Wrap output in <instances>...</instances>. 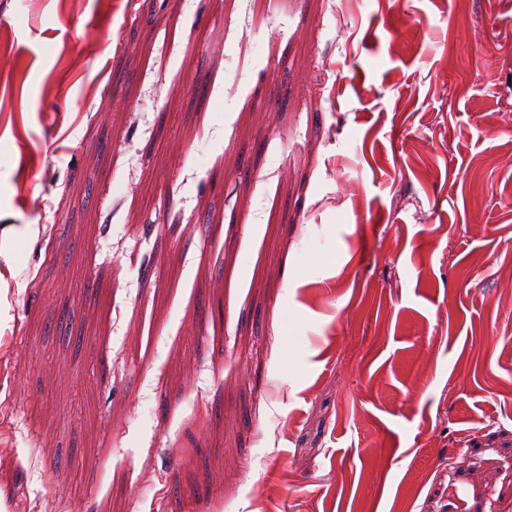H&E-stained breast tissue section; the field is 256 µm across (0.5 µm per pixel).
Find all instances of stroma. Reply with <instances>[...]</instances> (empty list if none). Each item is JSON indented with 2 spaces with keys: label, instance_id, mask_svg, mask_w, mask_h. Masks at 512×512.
<instances>
[{
  "label": "stroma",
  "instance_id": "stroma-1",
  "mask_svg": "<svg viewBox=\"0 0 512 512\" xmlns=\"http://www.w3.org/2000/svg\"><path fill=\"white\" fill-rule=\"evenodd\" d=\"M254 13L0 0V512H512V0Z\"/></svg>",
  "mask_w": 512,
  "mask_h": 512
}]
</instances>
